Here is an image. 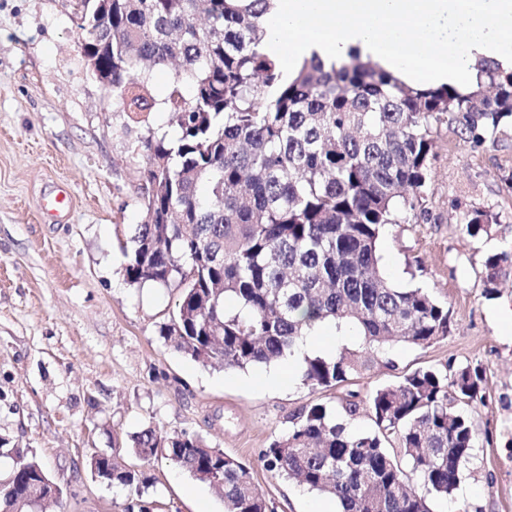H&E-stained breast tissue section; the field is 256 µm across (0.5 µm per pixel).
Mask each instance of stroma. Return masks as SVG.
<instances>
[{
  "label": "stroma",
  "instance_id": "stroma-1",
  "mask_svg": "<svg viewBox=\"0 0 512 512\" xmlns=\"http://www.w3.org/2000/svg\"><path fill=\"white\" fill-rule=\"evenodd\" d=\"M70 0H0V484L14 449L36 454L61 484L49 512H122L125 487L95 478L91 455L124 452L145 473L152 512H224L211 488L168 460L128 453L152 427L204 437L253 468L273 512H307L318 496L264 466L262 450L309 404L366 398L419 368L483 371L484 401L465 411L477 443L453 497L434 512H512V280L484 294V259L512 248V131L471 148L453 131L435 140L424 214L390 224L379 242L386 277L422 286L448 307L445 340L392 345V367L314 390L276 364L205 366L174 349L160 326L178 293L129 285L122 247L142 220V142L173 131L167 112L146 122L116 111L92 78ZM65 185L73 208L45 217L41 193ZM498 213L491 236L466 234L465 215Z\"/></svg>",
  "mask_w": 512,
  "mask_h": 512
}]
</instances>
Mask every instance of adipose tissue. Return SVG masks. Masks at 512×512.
Instances as JSON below:
<instances>
[{"instance_id": "obj_1", "label": "adipose tissue", "mask_w": 512, "mask_h": 512, "mask_svg": "<svg viewBox=\"0 0 512 512\" xmlns=\"http://www.w3.org/2000/svg\"><path fill=\"white\" fill-rule=\"evenodd\" d=\"M512 44V0H275L264 49L289 65L356 51L407 84L476 82Z\"/></svg>"}]
</instances>
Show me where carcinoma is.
I'll use <instances>...</instances> for the list:
<instances>
[{"label": "carcinoma", "instance_id": "1", "mask_svg": "<svg viewBox=\"0 0 512 512\" xmlns=\"http://www.w3.org/2000/svg\"><path fill=\"white\" fill-rule=\"evenodd\" d=\"M73 9L92 75L140 119L160 109L173 135L143 143V215L124 247L123 275L179 291L160 335L207 366L246 369L290 358L324 324L362 343L304 358L313 390L341 385L382 362L385 347L448 337V309L425 288L380 272L384 227L426 201L438 126L480 146L512 129V69L481 58L484 80L462 93L408 85L351 54L304 60L293 75L262 49L273 0H85ZM173 68L167 95L152 72ZM472 237L498 215L465 217ZM512 276V250L485 258V293ZM483 376L419 369L364 401L306 405L262 458L333 500L341 512H432L458 488L477 435L464 411ZM366 411L373 431L350 421ZM129 451L163 457L204 482L224 512H271L242 460L187 433L147 428ZM0 486V506L35 501L49 473L28 451ZM101 479L128 489L123 512L143 510L145 479L114 452L90 457ZM417 487H412L411 483Z\"/></svg>", "mask_w": 512, "mask_h": 512}]
</instances>
